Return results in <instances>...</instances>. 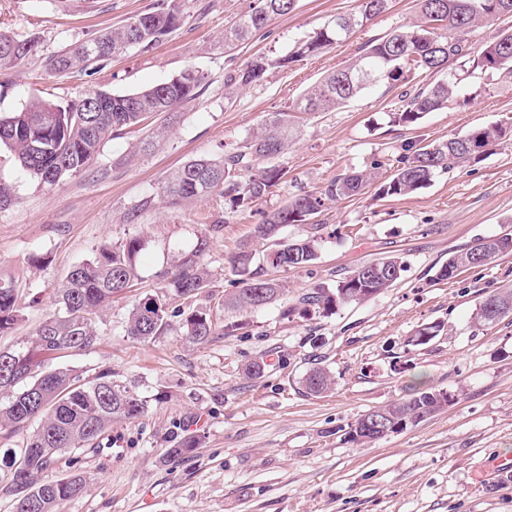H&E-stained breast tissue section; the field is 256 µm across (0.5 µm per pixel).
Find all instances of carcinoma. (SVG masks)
Instances as JSON below:
<instances>
[{"label":"carcinoma","mask_w":512,"mask_h":512,"mask_svg":"<svg viewBox=\"0 0 512 512\" xmlns=\"http://www.w3.org/2000/svg\"><path fill=\"white\" fill-rule=\"evenodd\" d=\"M419 21L397 28L382 39L366 44L348 64L308 88L287 108L268 114L262 126L242 148L220 159H195L177 169L159 188L161 200L170 208L212 196L227 198L239 208L273 192L286 175L278 165H257L288 150L301 132L306 115L340 109L363 91L377 85L396 86L407 80L405 73L417 70L426 75L447 74L435 83H425L401 95L402 110L393 121L414 125L422 115L445 107L461 82L456 65H470L471 71H502L512 75V31H501L475 52L461 33L479 22L487 23L512 14V0H417ZM389 0H358L354 12L329 21L314 36L301 41L288 55L270 60L255 57L236 71L235 81L248 85L261 81L270 67L286 68L296 58L316 55L344 39L384 13ZM296 0H253L250 9L235 17L224 30V48L232 49L252 35L265 30L277 16L290 13ZM184 0H157L148 10L106 33L90 35L73 48L47 59L48 68L58 75L104 63L136 45L149 50L166 40L184 20ZM30 37L0 33V70L16 68L37 52ZM203 76L192 67L172 79L128 94L91 90L65 106L48 97H36L17 112L0 115V146L39 185L52 189L67 176L84 171L99 155L103 143L149 115L171 112L198 97ZM512 139V126L490 124L465 136L450 137L423 146L411 145L392 163L382 193L411 195L441 173L459 167L488 149ZM372 174L356 171L336 178L323 191L295 196L270 212L257 225V236L270 241L262 263L276 269L311 264L317 258L318 240H284L281 228L307 224L321 212L327 200L347 199L361 194ZM210 237L202 234L193 249L177 251L167 266L156 273L157 291L139 298L129 311L125 335L142 342L162 336L172 327L169 300L177 297L191 302L210 285L204 257ZM144 242L139 237L97 247L90 259L75 266L55 289L57 311L47 315L35 334L18 348L0 350V429L13 432L32 428L26 445L9 448L0 463L12 473L11 483L0 492L12 501V512H55L58 502L79 497L86 478L77 470L58 472L63 457L102 439L112 422L132 421L148 409L133 386L120 385L112 374L103 372L84 380L75 369L46 363L65 351L85 352L98 340L96 320L112 299L128 291L139 278ZM512 252V234L489 237L448 256L440 277L451 279L460 273L493 263ZM252 253L241 251L232 264L240 273L241 287L224 299V306L237 310L261 308L283 292L275 278L251 270ZM405 262L397 256L363 263L336 281L333 288H315L299 297L302 311L327 316L353 303L374 298L400 279ZM488 301L502 303L490 314L485 303L476 308L474 322L493 323L512 314V293H491ZM14 289L0 284V334L19 321ZM183 335L204 343L216 333L210 313L193 310L182 320ZM330 372L317 369L304 379L312 394L333 388ZM440 408V394L421 391L408 399L385 406L391 424L406 428L412 420ZM196 439L185 435L166 450L168 458L193 452Z\"/></svg>","instance_id":"cac0c4a2"}]
</instances>
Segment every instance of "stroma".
Here are the masks:
<instances>
[{
    "label": "stroma",
    "instance_id": "obj_1",
    "mask_svg": "<svg viewBox=\"0 0 512 512\" xmlns=\"http://www.w3.org/2000/svg\"><path fill=\"white\" fill-rule=\"evenodd\" d=\"M154 2L72 0L64 10L55 0H0V31L38 40L24 65L0 72L2 114L44 90L64 105L91 89L141 90L189 67L205 75L197 99L176 109L167 140L133 163H124L125 154L160 117L113 136L96 163L53 191L0 148V183L12 195L0 208V281L13 286L23 314L12 333L0 335V349L34 333L54 309V287L97 246L133 236L144 242L140 278L98 323L96 348L62 353L60 361L87 380L108 371L137 386L148 411L113 423L99 448L75 451L87 486L56 512H512V480L490 474L494 460L512 455V314L485 326L472 322L486 296L512 289V253L451 280L439 276L450 254L512 225V140L414 194L380 192L391 160L409 145L511 125L512 83L467 75L447 107L412 126L391 117L401 106L400 87L366 90L306 121L278 159L283 183L265 199L242 211L218 196L168 209L155 195L171 171L238 150L269 113L419 12L416 0H391L342 43L234 89L230 77L244 62L284 56L354 11L356 0H297L292 12L229 53L224 28L251 0H185L181 27L150 50L130 48L94 74L62 77L47 68L48 57L85 34L118 27ZM369 169L376 178L363 194L326 203L318 215L317 260L275 271L283 296L247 313L223 307L239 286L233 257L244 247L259 256L268 250L255 233L267 214ZM204 232L212 238L205 261L213 279L195 304L210 308L219 332L201 344L176 329L149 343L127 337L128 309L155 291V274L172 252L190 249ZM38 255L47 263H35ZM390 256L401 257L406 270L378 297L326 317L283 318L302 293L334 287L355 266ZM233 322L240 330L224 333ZM428 325L439 326L438 336L415 344ZM260 357L264 374L247 377L246 367ZM317 367L329 370L335 385L312 395L302 380ZM417 390L448 393L449 402L403 431L349 442L348 427L360 415ZM186 434L196 436L198 448L166 458L173 439Z\"/></svg>",
    "mask_w": 512,
    "mask_h": 512
}]
</instances>
